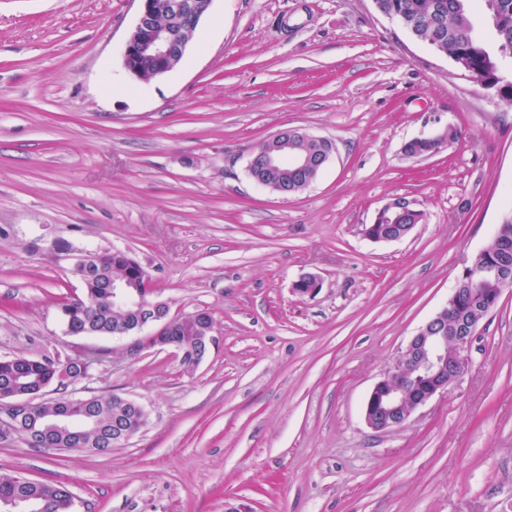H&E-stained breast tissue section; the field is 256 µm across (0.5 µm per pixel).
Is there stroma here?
<instances>
[{"label": "stroma", "instance_id": "1", "mask_svg": "<svg viewBox=\"0 0 512 512\" xmlns=\"http://www.w3.org/2000/svg\"><path fill=\"white\" fill-rule=\"evenodd\" d=\"M137 0H0V358L93 357L73 398L147 412L111 454L0 438V470L69 487L73 512H512V290L467 371L402 428L374 384L512 213V96L484 89L373 0H213L180 65L126 78ZM288 128L334 142L305 190L254 184ZM444 137L424 159L412 139ZM404 197V239L363 234ZM121 250L215 344L185 367L137 337L66 334L82 295L53 245ZM314 275L319 289L293 285ZM138 354H129L133 341Z\"/></svg>", "mask_w": 512, "mask_h": 512}]
</instances>
